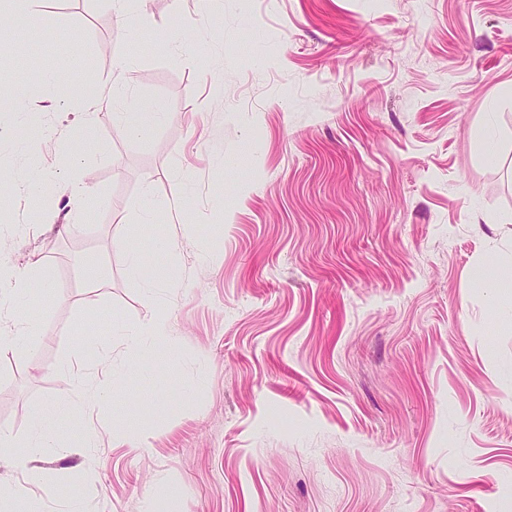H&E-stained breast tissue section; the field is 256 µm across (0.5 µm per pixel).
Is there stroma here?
<instances>
[{
    "instance_id": "1",
    "label": "stroma",
    "mask_w": 512,
    "mask_h": 512,
    "mask_svg": "<svg viewBox=\"0 0 512 512\" xmlns=\"http://www.w3.org/2000/svg\"><path fill=\"white\" fill-rule=\"evenodd\" d=\"M23 14L0 25V253L50 290L18 312L39 339L0 353V430L77 407L59 447L0 459L14 512H512V292L479 277L512 270V0ZM146 102L167 121L114 123ZM74 167L96 214L66 235ZM133 248L171 278L132 276ZM167 334V321L164 318H158L148 323L140 325L126 332L127 342L130 345H137L153 336H164Z\"/></svg>"
}]
</instances>
